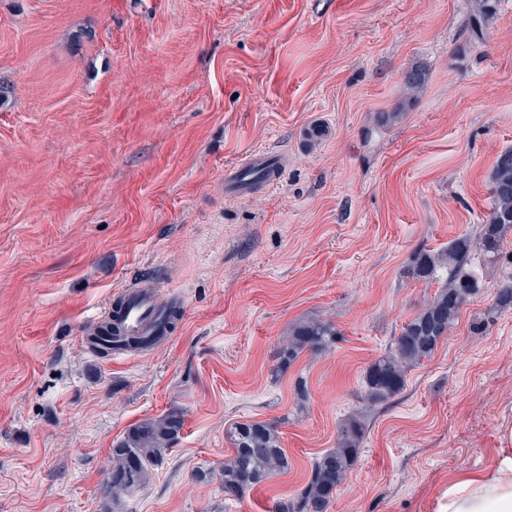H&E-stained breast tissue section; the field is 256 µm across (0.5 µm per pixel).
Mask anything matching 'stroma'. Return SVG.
Wrapping results in <instances>:
<instances>
[{"instance_id":"obj_1","label":"stroma","mask_w":512,"mask_h":512,"mask_svg":"<svg viewBox=\"0 0 512 512\" xmlns=\"http://www.w3.org/2000/svg\"><path fill=\"white\" fill-rule=\"evenodd\" d=\"M476 4L0 0V512H272L356 414L328 512H439L449 475L490 464L512 427V308H493L512 228L403 391L370 408L363 382L446 282L410 275L416 251L476 234L512 148V0L478 35ZM260 151L276 176L229 189ZM132 281L175 293L181 324L115 362L81 335ZM316 316L336 343L281 368ZM173 409L178 439L111 502L113 445ZM269 420L288 472L225 497L228 429Z\"/></svg>"}]
</instances>
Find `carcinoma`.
I'll return each mask as SVG.
<instances>
[{
    "mask_svg": "<svg viewBox=\"0 0 512 512\" xmlns=\"http://www.w3.org/2000/svg\"><path fill=\"white\" fill-rule=\"evenodd\" d=\"M489 190L492 210L476 236L458 237L438 252L424 248L418 251L413 276L427 282L444 267L448 269V281L367 369L368 406L384 403L403 390L408 369L436 350L463 305L478 294L479 282L471 269L474 252L481 251L492 259L500 255L504 231L512 227V149L497 157ZM338 335L335 326L320 318L294 325L281 350V367L288 368L305 350L325 349ZM183 426V416L172 411L127 431L112 448L107 483L112 499L149 481L150 466L157 464ZM364 434L365 427L359 420L346 421L338 430L336 447L314 463L306 486L295 497L277 502L275 512H326L337 488L358 459ZM228 437L233 445V454L224 460L223 469L224 495L228 498L240 499L246 492L288 470V455L282 447L276 422H239L230 428Z\"/></svg>",
    "mask_w": 512,
    "mask_h": 512,
    "instance_id": "carcinoma-1",
    "label": "carcinoma"
}]
</instances>
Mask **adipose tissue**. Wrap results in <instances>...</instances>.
<instances>
[{
	"label": "adipose tissue",
	"mask_w": 512,
	"mask_h": 512,
	"mask_svg": "<svg viewBox=\"0 0 512 512\" xmlns=\"http://www.w3.org/2000/svg\"><path fill=\"white\" fill-rule=\"evenodd\" d=\"M502 441L487 467L449 476L443 512H512V428Z\"/></svg>",
	"instance_id": "ef3b65f1"
}]
</instances>
